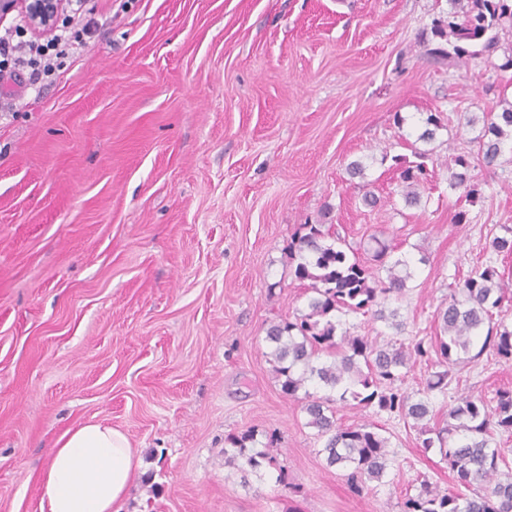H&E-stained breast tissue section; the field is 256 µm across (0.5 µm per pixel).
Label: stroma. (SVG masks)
Returning a JSON list of instances; mask_svg holds the SVG:
<instances>
[{
  "label": "stroma",
  "mask_w": 512,
  "mask_h": 512,
  "mask_svg": "<svg viewBox=\"0 0 512 512\" xmlns=\"http://www.w3.org/2000/svg\"><path fill=\"white\" fill-rule=\"evenodd\" d=\"M91 4L86 50L0 114V512H41L52 448L89 421L134 449L141 477L121 512H401L421 480L455 489L402 417L341 404L340 424L390 441L382 481L354 493L281 393L263 336L306 303L287 254L307 222L415 262L387 303L402 329L348 314L350 334L434 340L438 310L489 265L505 292L493 321L512 329V255L491 247L512 226V144L484 166L467 124L512 100V34L437 65L426 46L448 0ZM418 150L429 176L409 207L392 158ZM458 154L475 199L449 185ZM357 160L361 179L346 171ZM500 389L512 358L457 364L432 421ZM248 429L277 434L285 482L225 465V436Z\"/></svg>",
  "instance_id": "stroma-1"
}]
</instances>
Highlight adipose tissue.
Listing matches in <instances>:
<instances>
[{
	"label": "adipose tissue",
	"mask_w": 512,
	"mask_h": 512,
	"mask_svg": "<svg viewBox=\"0 0 512 512\" xmlns=\"http://www.w3.org/2000/svg\"><path fill=\"white\" fill-rule=\"evenodd\" d=\"M137 474L127 436L105 422L68 430L52 449L39 490L45 512H120Z\"/></svg>",
	"instance_id": "ef3b65f1"
}]
</instances>
